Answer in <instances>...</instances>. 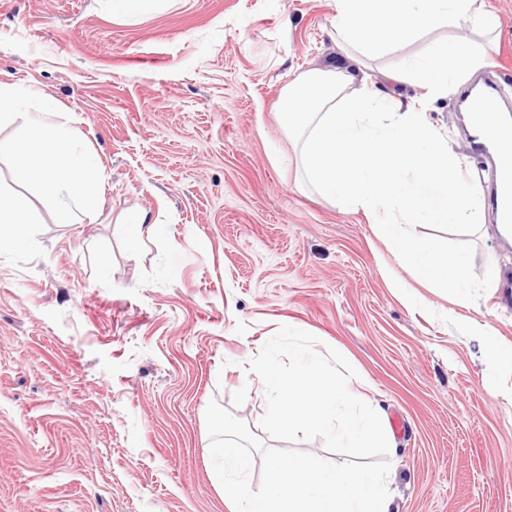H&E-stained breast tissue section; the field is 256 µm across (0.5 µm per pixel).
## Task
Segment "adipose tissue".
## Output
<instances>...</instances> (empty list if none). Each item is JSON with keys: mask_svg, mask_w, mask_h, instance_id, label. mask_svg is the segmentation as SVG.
I'll return each mask as SVG.
<instances>
[{"mask_svg": "<svg viewBox=\"0 0 512 512\" xmlns=\"http://www.w3.org/2000/svg\"><path fill=\"white\" fill-rule=\"evenodd\" d=\"M332 38L339 57L285 86L281 115L299 152L303 179L348 210L392 226L442 222L466 224L481 207L477 189L457 179L458 160L425 117V103L403 102L355 78L351 67L393 53L429 27L457 23L494 35L498 16L480 0H334ZM485 49L470 41L437 44L404 56L388 82L417 80L429 95L448 93L467 71L488 65ZM361 89H354L355 81ZM18 124L10 152L19 179L33 182L62 224L95 211L103 189L98 156L82 149L68 123L57 121L52 103L39 91L0 82V123ZM25 200L0 194V250L29 242ZM394 251L433 287L465 294L474 277L467 258L415 235H394Z\"/></svg>", "mask_w": 512, "mask_h": 512, "instance_id": "obj_1", "label": "adipose tissue"}]
</instances>
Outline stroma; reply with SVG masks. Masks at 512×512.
I'll list each match as a JSON object with an SVG mask.
<instances>
[{
  "label": "stroma",
  "mask_w": 512,
  "mask_h": 512,
  "mask_svg": "<svg viewBox=\"0 0 512 512\" xmlns=\"http://www.w3.org/2000/svg\"><path fill=\"white\" fill-rule=\"evenodd\" d=\"M484 2L512 95V0ZM335 15L333 0H155L128 16L0 0V82L49 96L105 173L97 213L58 223L15 179L18 128L0 125V189L35 217L33 242L0 252V512H235L206 408L260 434L243 365L282 325L340 352L352 388L400 419L390 512H512V242L487 203L473 224L416 225L466 255L462 299L396 259L404 225L302 186L280 96L334 58ZM426 108L460 176L488 188L456 93ZM134 214L162 234L122 240Z\"/></svg>",
  "instance_id": "35a3bbf8"
}]
</instances>
